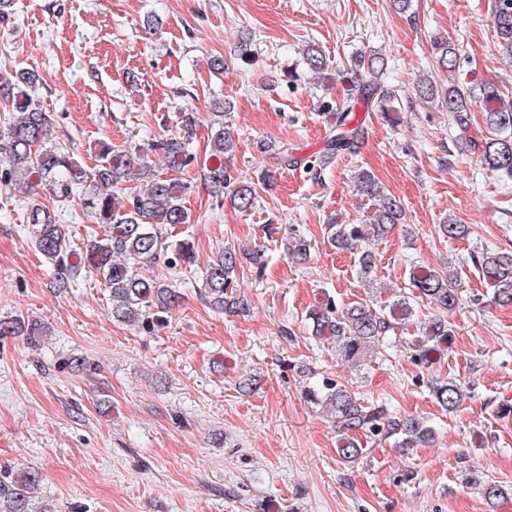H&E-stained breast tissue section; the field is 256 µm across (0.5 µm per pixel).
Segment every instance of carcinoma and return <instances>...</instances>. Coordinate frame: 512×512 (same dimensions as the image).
I'll use <instances>...</instances> for the list:
<instances>
[{
	"label": "carcinoma",
	"instance_id": "cac0c4a2",
	"mask_svg": "<svg viewBox=\"0 0 512 512\" xmlns=\"http://www.w3.org/2000/svg\"><path fill=\"white\" fill-rule=\"evenodd\" d=\"M497 43L502 54L512 58V0H498L493 16ZM439 67L448 72L456 68L458 54L448 40L434 41ZM305 64L309 70L326 78L329 65L322 53L313 46L304 49ZM355 71L379 73L387 66L382 56L360 55L354 61ZM15 82L0 83V104L9 109L0 125V157L7 168L0 179L10 184L21 174L26 184L35 183L50 190L64 202L79 195L82 209L96 220L103 233L89 232L85 250L75 243L57 223L56 213L43 204H34L27 213V230L31 244L53 270V287L65 291L79 269L100 277L109 291L112 318L134 326L160 324L163 313L176 303V289L141 273L145 267L161 262L175 266L177 261L192 259L190 243L172 240L168 228L187 224L190 215L182 205L185 185L174 179L152 175L146 187L138 185L147 171L146 162L133 149L108 148L97 155L92 170L83 167L76 149L46 147L51 134L50 115L29 98H20L21 85L34 81L32 71L17 73ZM423 98L439 101L454 114L459 125H466L463 114L469 111L471 95L462 87L450 85L438 88L431 76L419 81ZM479 96L485 104V123L489 137L480 155V162L488 170L512 179V97L503 98L490 84L480 88ZM395 96L379 83L357 84L349 89L346 99L339 103L327 102L323 109L332 115L330 128L336 131L323 152L308 162L307 168L327 167L341 154H353L363 138L362 124L356 120L360 106L378 107L380 112L393 108ZM230 109L224 104L217 114L211 133L210 152L204 163V181L211 193L219 197L229 193L233 207L239 212L249 211L255 200L256 185L270 187L276 183L277 173L300 164V159L285 145L279 147V167L267 169L256 179L237 177L226 166L224 157L232 155L234 130L226 121ZM194 121L190 114L181 116L179 135H168L152 141V151L162 155L173 169H183L193 160L185 149L193 135ZM358 191L372 202L373 210L363 224H338L331 217L326 222L330 245L338 250H359L358 266L361 276L368 278L374 269V249L396 225L404 220L399 200L384 194L373 175L364 173L358 180ZM311 249L308 240L297 237L288 244L287 255L294 261L307 259ZM474 262L483 279L492 288V299L499 305H512V252L484 249ZM241 255L224 249L206 269L203 279L205 297L218 311H233L242 305L235 296L234 278ZM460 283L455 275L442 269L412 265L409 288H397L394 297L376 307L363 301H354L337 308L328 299L307 313L312 332L319 339L339 343L345 358L354 360L365 354H378L385 348L386 339L395 329L406 325L419 305L427 302L441 311L419 326V335L412 341V357L425 368L439 364L455 336V329L446 316L459 307ZM41 327L25 318L0 319V336H24L29 344L38 345ZM470 383L446 377L432 384V395L442 410L453 414L462 404ZM308 398L330 407L338 437L337 454L346 462H353L363 454L359 433L397 440L401 448L425 445L435 437V429L424 418H399L381 405L364 404L350 392L332 381H324L308 390ZM41 482V473L34 468H15L0 465V512H51L35 500L34 490Z\"/></svg>",
	"mask_w": 512,
	"mask_h": 512
}]
</instances>
